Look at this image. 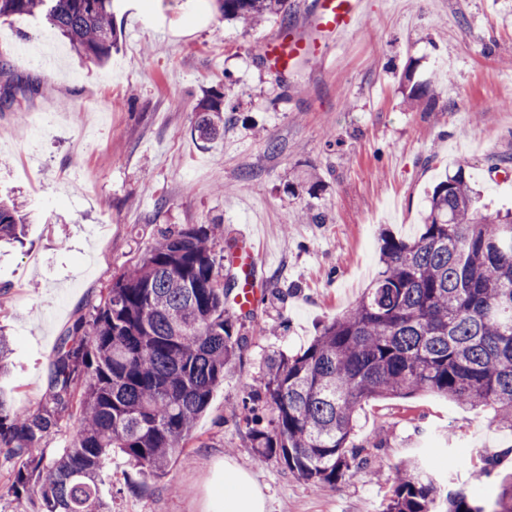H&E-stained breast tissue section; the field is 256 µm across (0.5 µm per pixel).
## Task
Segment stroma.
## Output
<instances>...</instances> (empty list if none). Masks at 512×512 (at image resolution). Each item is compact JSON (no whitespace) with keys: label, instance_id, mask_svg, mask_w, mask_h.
I'll return each mask as SVG.
<instances>
[{"label":"stroma","instance_id":"1","mask_svg":"<svg viewBox=\"0 0 512 512\" xmlns=\"http://www.w3.org/2000/svg\"><path fill=\"white\" fill-rule=\"evenodd\" d=\"M359 29L323 65L288 77L254 56L280 25L243 28L219 0H112L117 48L80 58L45 17L0 18V197L21 201L23 242H0V329L12 340L0 395L17 409L45 401L56 346L99 303L113 276L150 247L157 229L217 224L225 253L242 237L262 261L264 297L237 317L243 349L224 370L191 440L165 475L141 478L113 452L102 488L112 512H211L225 461L247 471L270 512H382L396 465L411 459L443 490L493 501L483 448L512 433L494 411L431 392L372 399L354 443L377 467L335 484L259 461L243 401L265 358L305 349L351 307L378 271L381 229L409 239L424 200L465 168L483 213L512 210V0H366ZM46 47L34 66L20 43ZM433 104L409 102L412 86ZM223 96L224 133L191 131L197 104ZM56 112L35 157L19 135L34 113Z\"/></svg>","mask_w":512,"mask_h":512}]
</instances>
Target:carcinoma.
Listing matches in <instances>:
<instances>
[{"label": "carcinoma", "instance_id": "1", "mask_svg": "<svg viewBox=\"0 0 512 512\" xmlns=\"http://www.w3.org/2000/svg\"><path fill=\"white\" fill-rule=\"evenodd\" d=\"M221 4L224 18L245 26L288 17L287 0ZM38 13L79 56L108 59L111 0H0V17ZM220 112L218 100L200 103L194 133L220 135ZM21 232L17 204L0 200V241ZM219 245L217 224L160 233L61 337L46 404L24 411L0 398V453L17 464L16 500L35 488L43 512H112L100 485L114 448L145 477L165 474L242 346L226 308L236 280L224 279ZM378 262L360 299L305 350L267 358L243 405L260 461L275 457L320 484L372 474L352 440L363 402L420 391L466 408L492 404L497 427L512 432V212H480L459 168L427 197L418 235L380 234ZM259 401L272 413L267 424ZM65 420L70 444L50 459L36 454ZM383 512H512V474L491 504L464 491L443 499L421 463L405 462Z\"/></svg>", "mask_w": 512, "mask_h": 512}]
</instances>
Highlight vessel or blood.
Segmentation results:
<instances>
[{"mask_svg":"<svg viewBox=\"0 0 512 512\" xmlns=\"http://www.w3.org/2000/svg\"><path fill=\"white\" fill-rule=\"evenodd\" d=\"M364 16V0H312L304 27L291 31L276 28L262 38L258 58L263 65L282 75L288 74L299 63L324 64L331 49L354 32ZM231 262L244 280L245 300L239 308L249 310L262 299L261 290L253 286L259 266V256L253 244L243 241L233 252Z\"/></svg>","mask_w":512,"mask_h":512,"instance_id":"obj_1","label":"vessel or blood"}]
</instances>
